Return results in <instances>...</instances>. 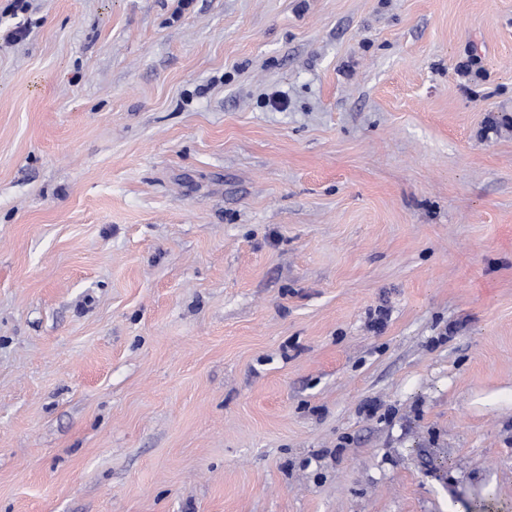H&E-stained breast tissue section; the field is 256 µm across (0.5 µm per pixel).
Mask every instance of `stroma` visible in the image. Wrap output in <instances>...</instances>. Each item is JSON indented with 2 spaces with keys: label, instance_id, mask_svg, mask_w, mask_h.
Masks as SVG:
<instances>
[{
  "label": "stroma",
  "instance_id": "obj_1",
  "mask_svg": "<svg viewBox=\"0 0 512 512\" xmlns=\"http://www.w3.org/2000/svg\"><path fill=\"white\" fill-rule=\"evenodd\" d=\"M176 7L0 0V512H512V0Z\"/></svg>",
  "mask_w": 512,
  "mask_h": 512
}]
</instances>
